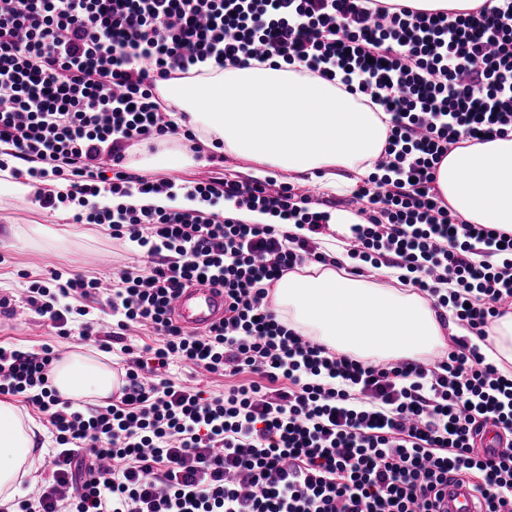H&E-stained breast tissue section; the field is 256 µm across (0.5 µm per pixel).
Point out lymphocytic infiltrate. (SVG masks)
Segmentation results:
<instances>
[{"mask_svg":"<svg viewBox=\"0 0 512 512\" xmlns=\"http://www.w3.org/2000/svg\"><path fill=\"white\" fill-rule=\"evenodd\" d=\"M249 61L341 80L388 117V140L357 194L359 221L342 248L315 236L330 218L275 181L211 177L190 194L262 210L270 224L158 207L101 209L92 197L160 194L169 180L130 170L143 141L196 142L158 83ZM0 143L9 165L55 177L42 208L136 248L115 272L108 331L85 323L104 352L122 342L124 376L105 405L75 408L50 382L53 345L0 344V395L47 417L51 475L13 512H437L449 475L467 479L487 512H512V370L491 358L487 330L512 304V231L472 224L448 207L438 166L465 140L512 133V0L464 12H420L397 0H0ZM52 161L51 169L35 161ZM308 236L288 233V223ZM362 275L402 269V282L464 333L424 362L380 363L335 351L278 320L275 282L307 265ZM104 277L56 269L26 302L71 336L65 298L96 301ZM224 291V318L201 335L170 316L186 285ZM146 327L155 344L123 338ZM179 361L246 383L204 394L173 381ZM492 426L502 448L479 454Z\"/></svg>","mask_w":512,"mask_h":512,"instance_id":"1","label":"lymphocytic infiltrate"}]
</instances>
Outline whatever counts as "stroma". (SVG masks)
Wrapping results in <instances>:
<instances>
[{"mask_svg": "<svg viewBox=\"0 0 512 512\" xmlns=\"http://www.w3.org/2000/svg\"><path fill=\"white\" fill-rule=\"evenodd\" d=\"M211 148H203L195 165L167 170L176 187L210 173L233 175L249 182L253 179L252 161L231 156L222 162H210ZM268 178L294 186L314 198L332 201L333 212L354 213L352 194H339L319 188L316 178H301L271 168ZM130 244L110 238L104 232L71 223L66 212H52L39 206L35 199H18L0 195V298L11 299L15 309L13 320L0 326V341L34 351L48 343L67 354L79 345L78 336H57L48 321L31 315L24 308L26 291L32 280L49 268L63 273L94 275L107 268H122L137 263Z\"/></svg>", "mask_w": 512, "mask_h": 512, "instance_id": "stroma-1", "label": "stroma"}]
</instances>
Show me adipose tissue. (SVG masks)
<instances>
[{
    "instance_id": "adipose-tissue-1",
    "label": "adipose tissue",
    "mask_w": 512,
    "mask_h": 512,
    "mask_svg": "<svg viewBox=\"0 0 512 512\" xmlns=\"http://www.w3.org/2000/svg\"><path fill=\"white\" fill-rule=\"evenodd\" d=\"M159 94L187 113L204 144L287 173L321 172L324 187L345 192L344 169L369 171L388 127L339 81L304 76L256 61L214 75L160 83ZM436 188L473 224L512 230V133L462 142L441 162ZM271 303L289 326L329 348L365 360L420 361L442 346L444 329L430 303L412 290L390 288L319 265L284 276ZM52 384L65 398L106 404L117 376L101 356L79 350L56 362ZM35 422L0 401V506L22 492L37 470Z\"/></svg>"
}]
</instances>
